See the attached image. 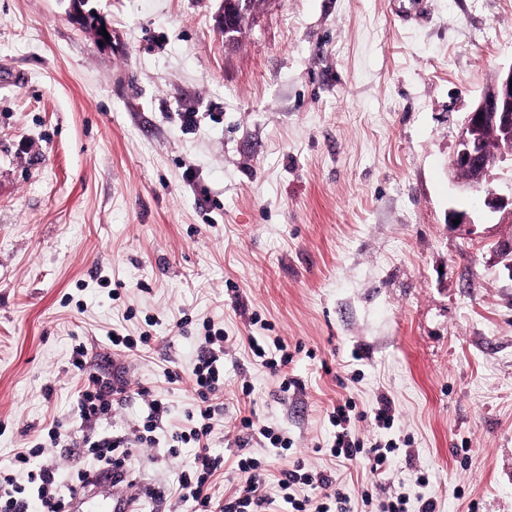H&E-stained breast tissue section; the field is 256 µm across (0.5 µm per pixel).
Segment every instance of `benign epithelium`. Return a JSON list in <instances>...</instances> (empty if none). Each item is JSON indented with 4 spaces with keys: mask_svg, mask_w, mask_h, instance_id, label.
I'll return each mask as SVG.
<instances>
[{
    "mask_svg": "<svg viewBox=\"0 0 512 512\" xmlns=\"http://www.w3.org/2000/svg\"><path fill=\"white\" fill-rule=\"evenodd\" d=\"M222 5L219 15L222 26L229 10L242 15L250 12L249 0H222ZM507 160L512 161V64L497 71L468 112L449 168L455 173L466 170L463 186L472 192L486 193L484 203L488 208L505 209L512 218V200L496 196L485 184L489 169Z\"/></svg>",
    "mask_w": 512,
    "mask_h": 512,
    "instance_id": "1",
    "label": "benign epithelium"
}]
</instances>
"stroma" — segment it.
Returning <instances> with one entry per match:
<instances>
[{
    "label": "stroma",
    "instance_id": "1",
    "mask_svg": "<svg viewBox=\"0 0 512 512\" xmlns=\"http://www.w3.org/2000/svg\"><path fill=\"white\" fill-rule=\"evenodd\" d=\"M88 6L110 43L69 0H0V469L67 412L80 342L132 394L96 432L142 421V387L183 425L209 319L227 413L250 382L256 423L292 443L253 445L267 479L293 458L329 467L336 401L384 396L392 428L356 432L401 451L351 485L382 502L424 469L435 512H512V257L494 250L512 220L448 170L512 64V0H255L230 44L221 0ZM120 326L149 329L150 349L109 352ZM264 335L296 350L282 377L242 344ZM193 454L132 457L141 512Z\"/></svg>",
    "mask_w": 512,
    "mask_h": 512
}]
</instances>
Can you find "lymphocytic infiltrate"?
Segmentation results:
<instances>
[{
    "label": "lymphocytic infiltrate",
    "mask_w": 512,
    "mask_h": 512,
    "mask_svg": "<svg viewBox=\"0 0 512 512\" xmlns=\"http://www.w3.org/2000/svg\"><path fill=\"white\" fill-rule=\"evenodd\" d=\"M204 343L191 370L196 403L188 413L189 424L172 433L167 448L170 456H177L180 445L194 448V462L190 469L177 472L152 498L156 506L166 512H177L179 506L189 503L195 512H355L352 502L360 500L362 512H409L408 496L374 502L373 490L364 486L357 495H350L335 473L313 469L303 460H294L281 470L274 483H267L261 462L248 451L251 443H267L284 451L289 441L283 433L270 426L257 425L252 416L237 415V468L246 479L231 493L216 496L215 479L224 468V459L211 451L213 421L222 416L224 406L216 395L224 385V331L211 322H204ZM72 365L82 383L70 410L72 420L81 426L96 423L108 415L114 406L126 400L124 385L113 379L111 373L95 363L85 344L72 349ZM148 412L143 420L142 433L99 434L71 437L73 453L81 455L84 463L72 476H64L47 450L60 445L59 421H52L47 435L49 447L26 448L17 451L9 472H0V512H68L71 494L91 483L93 478L108 473H125L133 448L156 445L159 429L168 406L162 399L150 397L148 389H140ZM354 400L337 401L329 415L336 432L328 450L330 456L343 462L362 465L373 476H384L391 468L398 452L396 443L364 445L355 432L356 421L362 419Z\"/></svg>",
    "instance_id": "f902f5d3"
}]
</instances>
